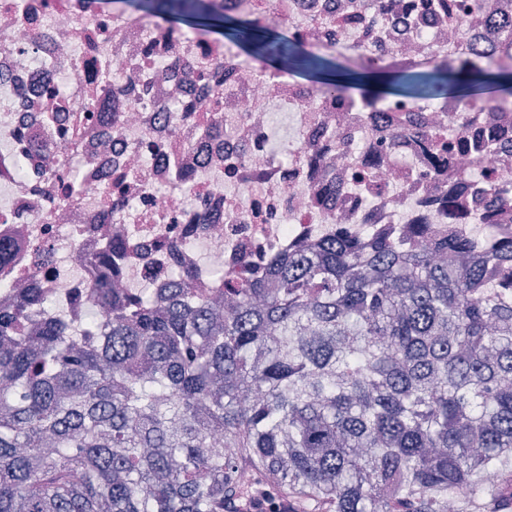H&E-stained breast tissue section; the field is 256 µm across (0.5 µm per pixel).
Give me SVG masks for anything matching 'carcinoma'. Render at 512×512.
<instances>
[{"mask_svg": "<svg viewBox=\"0 0 512 512\" xmlns=\"http://www.w3.org/2000/svg\"><path fill=\"white\" fill-rule=\"evenodd\" d=\"M192 26L353 103H512V43L369 67L213 0H98ZM429 251L347 237L247 270L224 312L96 284L87 331L0 315V512H224L258 478L304 512H512V236ZM224 448L211 447L217 433Z\"/></svg>", "mask_w": 512, "mask_h": 512, "instance_id": "cac0c4a2", "label": "carcinoma"}]
</instances>
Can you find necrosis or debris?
<instances>
[{"mask_svg": "<svg viewBox=\"0 0 512 512\" xmlns=\"http://www.w3.org/2000/svg\"><path fill=\"white\" fill-rule=\"evenodd\" d=\"M228 13L288 23L318 48L368 64L474 56L512 0H215ZM67 70L69 92L45 89ZM198 73L209 82L195 81ZM295 124L278 158L270 111ZM494 123L495 146L432 167V145ZM77 170L83 189L64 176ZM512 181V112L485 117L444 101L394 98L369 108L262 75L223 43L167 35L97 0H0V314H28L26 335L64 320L78 331L96 278L94 256L126 244L115 279L168 306L176 274L207 296L246 265L311 252L344 235L413 248L433 237L475 239L487 214L512 235V208L483 191ZM48 304L28 309L31 290Z\"/></svg>", "mask_w": 512, "mask_h": 512, "instance_id": "1", "label": "necrosis or debris"}]
</instances>
